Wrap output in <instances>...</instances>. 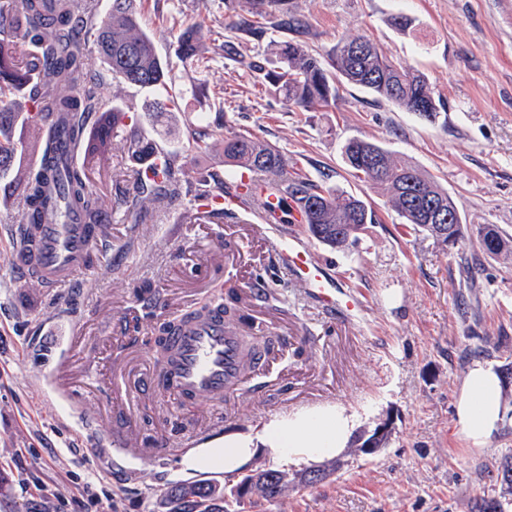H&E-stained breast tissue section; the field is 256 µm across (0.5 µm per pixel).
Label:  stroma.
Instances as JSON below:
<instances>
[{"label": "stroma", "instance_id": "35a3bbf8", "mask_svg": "<svg viewBox=\"0 0 512 512\" xmlns=\"http://www.w3.org/2000/svg\"><path fill=\"white\" fill-rule=\"evenodd\" d=\"M141 26L153 34L181 99L161 114L136 112L139 136L177 154L182 176L220 175L239 181L224 163L226 136L248 133L277 147L289 175L359 195L376 221L342 251L311 239L305 225L289 233L308 240L314 260L360 298L352 327L323 311L304 285L267 252L250 265L226 260L222 245L233 220L188 224L191 195L164 203L124 200L116 185L131 162L113 138L110 150L86 158L87 176L108 205V236L95 247L97 263L74 285L47 289L25 279L13 260L24 208L16 178L0 188V512H168L170 487L208 481L234 499L237 480L183 470L179 458L135 464L92 456L91 437L112 434L106 405L112 369L124 370L119 397L138 442L178 445L208 418L223 435L249 432L275 415L341 405L358 417L345 453L322 462L326 476L302 483L306 464L289 465L291 479L278 501L250 500L247 512H474L476 501L512 512V491L501 464L512 457V252L492 256L477 228L494 225L512 241V0H136ZM265 15L263 33L245 21ZM411 19L400 31L396 16ZM200 28L205 60L181 61L173 23ZM370 38L404 68L424 74L440 99L435 121L339 84L334 103L310 111L289 107L249 70L275 71V44L296 41L328 60L340 41ZM85 63L107 107L142 102L150 91L113 81L93 49ZM167 101V92L155 94ZM361 138L411 162L447 190L464 234L444 245L404 224L383 192L355 178L343 146ZM222 282L261 288L254 314L281 336L305 338L306 353L285 349L264 374L261 392H237L216 403L177 404L143 390L154 365L148 336L202 305ZM152 284L156 301L142 298ZM64 316L79 336L71 353L72 404L54 395L49 373L57 355L42 328ZM491 365L505 396L504 415L488 444L469 445L455 427V399L474 362ZM96 418L94 436L75 419ZM388 424L384 447L359 450V436ZM107 498L90 502L86 482Z\"/></svg>", "mask_w": 512, "mask_h": 512}]
</instances>
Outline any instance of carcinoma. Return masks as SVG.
<instances>
[{
  "label": "carcinoma",
  "mask_w": 512,
  "mask_h": 512,
  "mask_svg": "<svg viewBox=\"0 0 512 512\" xmlns=\"http://www.w3.org/2000/svg\"><path fill=\"white\" fill-rule=\"evenodd\" d=\"M176 40L183 62L199 60L200 32L184 29ZM86 43L94 46L118 82L162 90L171 80L153 38L141 27L134 0H112L107 14L90 26L78 17V0H0V179L10 173L16 156L25 150L13 134L20 112L29 110L27 119L41 126L39 164L20 172L25 190L23 224H37L58 214L62 201L77 212L81 223H104L103 200L91 187L84 168L73 161L63 172L56 164L62 140L77 155L88 138L90 115L103 109L99 85L86 70L82 53ZM280 55L281 71L268 78L293 108L328 104L336 98L334 82L342 79L408 111L420 104L424 108L420 116L431 122L438 117L440 102L429 81L389 59L368 38L341 42L326 63L291 41L281 46ZM124 149L136 165L130 179L137 194H148L154 202L178 194L176 166L164 165L159 170L155 164L162 156L174 159V154L139 136L125 138ZM344 155L355 175L385 192L391 208L413 229L445 245L462 238L458 223L445 224L441 236L429 222L430 203L443 202L451 208L454 203L447 190L418 168L393 160L382 147L363 139L347 141ZM224 164L266 176L268 192L279 196L286 207L295 205L311 236L331 248H345L362 225L376 221L374 211L360 197L288 176L279 150L251 134L224 138ZM226 188L218 176L201 177L194 193L206 198L222 196ZM478 242L492 255L508 250V241L492 224L479 226ZM216 298V306L224 308L229 319L239 318L235 287L219 286ZM243 484L248 493L274 502L288 488V472L258 471ZM166 497L173 505L170 512H227L223 496L208 482L175 486Z\"/></svg>",
  "instance_id": "cac0c4a2"
}]
</instances>
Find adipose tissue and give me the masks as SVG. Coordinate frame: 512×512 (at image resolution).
I'll return each instance as SVG.
<instances>
[{"label": "adipose tissue", "instance_id": "adipose-tissue-1", "mask_svg": "<svg viewBox=\"0 0 512 512\" xmlns=\"http://www.w3.org/2000/svg\"><path fill=\"white\" fill-rule=\"evenodd\" d=\"M455 409L459 433L472 446L484 447L504 413L501 381L490 366L471 365ZM356 424V416L342 406L274 416L249 434L196 449L181 466L233 477L249 471L261 458L282 465L331 460L345 451Z\"/></svg>", "mask_w": 512, "mask_h": 512}]
</instances>
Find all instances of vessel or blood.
Listing matches in <instances>:
<instances>
[{
    "label": "vessel or blood",
    "instance_id": "b4317fda",
    "mask_svg": "<svg viewBox=\"0 0 512 512\" xmlns=\"http://www.w3.org/2000/svg\"><path fill=\"white\" fill-rule=\"evenodd\" d=\"M262 207L258 223L249 225L252 241L273 248L280 264L299 278L320 307L342 314L353 322L360 302L338 286L325 267L313 261L309 247L298 237L277 232L275 225L281 212L276 196L258 197L254 185L231 189L224 195V209L230 213L250 211L253 200ZM20 233L34 237L37 247L24 253L18 266L31 279L47 288L70 285L85 269V258L99 243L104 232L80 223L77 213H69L63 223L26 224ZM172 362L163 378L148 379L149 387L170 393L176 399L190 402L200 397L219 398L230 389L250 387L253 377L246 368L242 338L226 323L222 312L188 322L170 340ZM112 440H104L93 448L94 456L111 459L112 455L133 462L155 460L168 455L163 442L139 447L123 421H116Z\"/></svg>",
    "mask_w": 512,
    "mask_h": 512
}]
</instances>
